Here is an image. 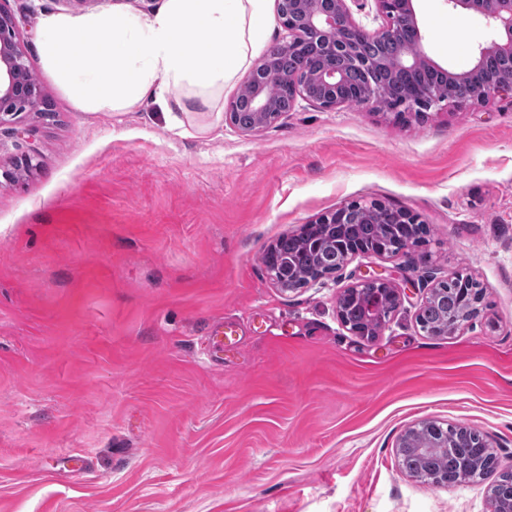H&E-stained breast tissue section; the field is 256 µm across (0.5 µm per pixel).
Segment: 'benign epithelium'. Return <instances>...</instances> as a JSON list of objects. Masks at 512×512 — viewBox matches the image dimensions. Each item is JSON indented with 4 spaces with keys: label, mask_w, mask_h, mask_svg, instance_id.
<instances>
[{
    "label": "benign epithelium",
    "mask_w": 512,
    "mask_h": 512,
    "mask_svg": "<svg viewBox=\"0 0 512 512\" xmlns=\"http://www.w3.org/2000/svg\"><path fill=\"white\" fill-rule=\"evenodd\" d=\"M374 2L383 23L368 32L354 23L350 7L352 3L364 7V0H278V21L291 39L273 44L250 74L245 109L251 122L246 126L239 123L240 103L237 101L228 108L227 119L242 131L257 132L290 111L298 97L324 110H336L344 105L379 108L384 97L383 87L367 79L355 88L348 85L347 71H356L365 77L383 65L380 58L362 51L361 45L366 40L404 42L399 54L388 64L394 79L400 74L425 68L443 74L450 83L474 82L472 103L496 93L512 92V0H448L455 10L482 16L496 33L495 38L480 47L474 65L465 72L444 69L426 56L413 0ZM290 52L306 55L307 62L300 73L282 75L287 97L278 101L268 94L267 80L272 62ZM492 56L509 61L508 71L476 81L487 58ZM28 72L26 54L18 41L16 20L11 12L0 6V124L28 112L44 115L51 112L42 86L31 83ZM447 100L448 91L444 85L427 83L411 96L393 99L389 110L402 116H421L432 106ZM356 208L365 215L375 211L381 216L389 210L376 201L354 202L315 224L302 225L299 232L315 236L325 225L342 222L346 213ZM350 295L359 298L369 318L383 324L390 321L402 303L401 289L387 278L369 277L345 287L336 299L337 316L350 332L363 337L369 336V332L352 326L343 316V302Z\"/></svg>",
    "instance_id": "1"
}]
</instances>
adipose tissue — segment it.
I'll return each instance as SVG.
<instances>
[{
	"instance_id": "ef3b65f1",
	"label": "adipose tissue",
	"mask_w": 512,
	"mask_h": 512,
	"mask_svg": "<svg viewBox=\"0 0 512 512\" xmlns=\"http://www.w3.org/2000/svg\"><path fill=\"white\" fill-rule=\"evenodd\" d=\"M269 20L268 0H160L148 15L45 13L38 37L77 107L118 111L149 99L166 111L185 86L210 106L264 45Z\"/></svg>"
}]
</instances>
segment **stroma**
<instances>
[{"mask_svg":"<svg viewBox=\"0 0 512 512\" xmlns=\"http://www.w3.org/2000/svg\"><path fill=\"white\" fill-rule=\"evenodd\" d=\"M117 5L158 0L6 4L52 115L0 125V512H489V481L422 482L396 445L435 420L512 465V95L404 121L300 98L247 133L225 117L245 67L176 128L148 101L84 111L37 22ZM413 7L450 70L493 36L446 0ZM32 147L35 169L7 178ZM355 201L410 211L425 243L276 288L263 251ZM457 272L480 313L429 336L419 307ZM369 274L404 292L372 339L336 314ZM219 320L237 330L220 359L204 353Z\"/></svg>","mask_w":512,"mask_h":512,"instance_id":"35a3bbf8","label":"stroma"}]
</instances>
